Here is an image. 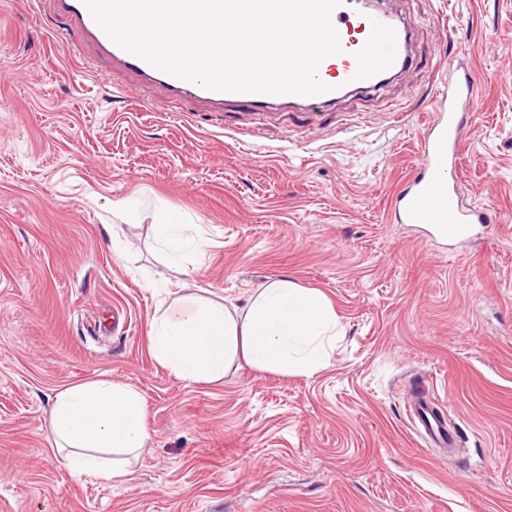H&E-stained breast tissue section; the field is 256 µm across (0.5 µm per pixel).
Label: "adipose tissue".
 Listing matches in <instances>:
<instances>
[{
  "instance_id": "ef3b65f1",
  "label": "adipose tissue",
  "mask_w": 512,
  "mask_h": 512,
  "mask_svg": "<svg viewBox=\"0 0 512 512\" xmlns=\"http://www.w3.org/2000/svg\"><path fill=\"white\" fill-rule=\"evenodd\" d=\"M336 327L323 293L279 279L241 310L198 299L188 317L160 315L151 324V353L190 383L218 379L241 361L285 376H311L325 366ZM145 420L140 393L108 381L67 386L50 409L52 431L71 463L107 480L126 477L122 458L144 448Z\"/></svg>"
}]
</instances>
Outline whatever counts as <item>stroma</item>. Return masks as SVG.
I'll return each mask as SVG.
<instances>
[{
    "instance_id": "stroma-1",
    "label": "stroma",
    "mask_w": 512,
    "mask_h": 512,
    "mask_svg": "<svg viewBox=\"0 0 512 512\" xmlns=\"http://www.w3.org/2000/svg\"><path fill=\"white\" fill-rule=\"evenodd\" d=\"M414 64L315 114L248 123L86 65L63 20L0 0V512H512V0H385ZM479 75L456 170L490 223L462 242L400 224L439 83ZM203 249L162 251L153 225ZM287 278L341 334L313 376L241 362L188 383L149 350L162 303H246ZM135 388L148 440L129 474L72 469L53 395ZM422 382L460 434L422 446Z\"/></svg>"
}]
</instances>
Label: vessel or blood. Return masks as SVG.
I'll return each instance as SVG.
<instances>
[{"label":"vessel or blood","instance_id":"1","mask_svg":"<svg viewBox=\"0 0 512 512\" xmlns=\"http://www.w3.org/2000/svg\"><path fill=\"white\" fill-rule=\"evenodd\" d=\"M55 12L66 15L77 31L76 44L92 45L108 57L113 68L163 86L173 96L199 105L237 103L252 112L285 106L303 112L317 111L336 102L382 88L392 77L408 70L411 31L406 20L382 8V0H344L332 13L342 51L324 59L318 69L330 92L303 97L217 92L166 74L113 43L95 23L82 0H44ZM475 69L459 67L454 80L440 87L433 100V114L419 143L417 162L395 200V215L404 224H421L442 240H462L471 225L487 221L486 212L463 205L451 172L457 147L477 95ZM411 411L416 431L425 445L453 448L457 434L448 430L446 415L422 384H414Z\"/></svg>","mask_w":512,"mask_h":512}]
</instances>
